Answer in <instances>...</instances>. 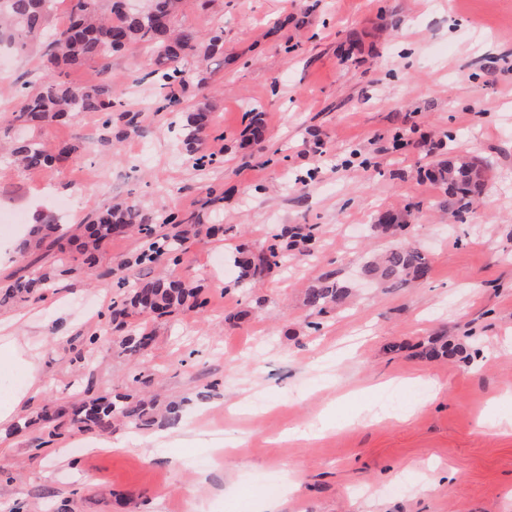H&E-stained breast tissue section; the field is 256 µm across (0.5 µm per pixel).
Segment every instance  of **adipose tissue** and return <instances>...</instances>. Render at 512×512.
I'll return each instance as SVG.
<instances>
[{"label":"adipose tissue","mask_w":512,"mask_h":512,"mask_svg":"<svg viewBox=\"0 0 512 512\" xmlns=\"http://www.w3.org/2000/svg\"><path fill=\"white\" fill-rule=\"evenodd\" d=\"M17 323V318L0 317V373L19 366L26 370L27 381L22 388L9 391L0 398V432L12 424L26 401L42 390L37 352L10 333Z\"/></svg>","instance_id":"1"}]
</instances>
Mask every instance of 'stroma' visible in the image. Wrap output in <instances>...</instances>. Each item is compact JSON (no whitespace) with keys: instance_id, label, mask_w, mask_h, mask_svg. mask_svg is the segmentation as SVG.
<instances>
[{"instance_id":"stroma-1","label":"stroma","mask_w":512,"mask_h":512,"mask_svg":"<svg viewBox=\"0 0 512 512\" xmlns=\"http://www.w3.org/2000/svg\"><path fill=\"white\" fill-rule=\"evenodd\" d=\"M176 23L224 30L223 66L203 63L207 81L185 87L180 111L152 106L135 46L111 61L110 127L86 112L34 131L51 147L86 144L80 157L0 160L1 242L20 230L10 210L34 224L54 208L43 187L66 197L74 181L86 191L70 224L123 200L204 228L175 267L136 264L145 241L125 235L91 271L46 242L0 272V294L32 270L49 276L39 295L0 305L36 337L43 385L0 435V512H177L186 493L201 512H512V434L481 429L512 422V0H185ZM44 73L21 53L0 65V144L21 82ZM204 98L215 121L199 152L214 162L201 170L179 131ZM458 154L492 165L461 221L423 175ZM387 211L427 252L428 279L355 287L311 332L305 289L325 272L354 283L387 243L373 229ZM285 224L310 228L313 258L233 287L237 251H260ZM123 260L138 281L173 276L207 300L143 319L153 343L141 363L114 345L126 292L106 272ZM63 262L72 273L55 276ZM432 336L464 348L427 358ZM135 371L160 400L184 402L178 427L50 436L44 406L126 392Z\"/></svg>"}]
</instances>
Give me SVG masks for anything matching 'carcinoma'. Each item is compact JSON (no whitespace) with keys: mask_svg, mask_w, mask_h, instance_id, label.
I'll return each instance as SVG.
<instances>
[{"mask_svg":"<svg viewBox=\"0 0 512 512\" xmlns=\"http://www.w3.org/2000/svg\"><path fill=\"white\" fill-rule=\"evenodd\" d=\"M56 0H0V43H7L20 53L28 49L30 42L41 40L49 30ZM128 0H69L71 24L54 31L44 43L47 76L34 87L20 91L18 103L12 111V122L17 129L27 130L45 121L59 120L83 112H112V78L94 84H76L62 78L60 66L78 68L89 62H99L103 73H108L112 56L134 45H141L149 52V72L157 95L161 96L160 108L170 109L180 104L179 91L193 79L187 68L188 59L200 57L205 61L224 56L222 31L214 29L180 28L175 18L181 0H147L143 9L126 7ZM213 123L211 106L207 103L188 113L186 124L181 128V140L187 147L193 164L204 168L212 158L196 155L194 145L201 140ZM78 151L73 143H60L56 154H51L43 143L28 135L15 140L11 156L28 169L50 165L54 157H69ZM490 165L467 155H456L448 161L433 164L427 169L428 177L446 186L447 206L456 216L469 211L484 194ZM179 226L183 224L178 213L167 212L160 216L126 203H115L100 211L83 226V250L85 262L94 266L95 251L109 240L116 229L151 234L152 224ZM374 228L383 235L396 237L408 228L403 216L385 212ZM33 242L41 244L46 236L60 232V222L52 213L37 217L33 230ZM185 231L173 236L157 238L148 244L138 257L141 265L158 263L164 259L180 261ZM313 235L302 226H283L269 234L268 245L257 254L240 253L235 266L244 275L258 276L278 266L288 252L296 249V242L311 241ZM361 276L377 285L389 288H405L420 277L430 273L426 253L407 242H394L381 254L369 258L360 269ZM43 278L33 271L29 276L17 279L5 291L3 299H13L27 294ZM117 285L128 289L127 299L119 314L129 313L141 317L162 316L192 302L202 308L206 301L199 299L196 289L173 278H158L134 287L129 286V274L120 276ZM351 294V287L334 273L317 277L304 292L303 304L312 313L326 316L337 311ZM152 336L141 327L130 329L118 346L127 356L141 360L148 352ZM457 348L442 338L430 342L427 355L431 358L450 356ZM141 380L133 377L126 393L110 399L106 396H86L80 405L67 411H44L45 421H70L86 431H105L115 420H124L137 427H149L155 423L153 404L140 394Z\"/></svg>","mask_w":512,"mask_h":512,"instance_id":"obj_1","label":"carcinoma"}]
</instances>
